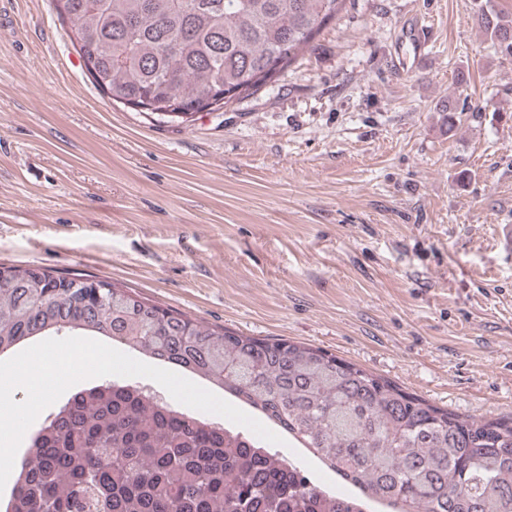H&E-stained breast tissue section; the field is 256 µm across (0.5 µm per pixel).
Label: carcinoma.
Returning a JSON list of instances; mask_svg holds the SVG:
<instances>
[{
  "label": "carcinoma",
  "instance_id": "1",
  "mask_svg": "<svg viewBox=\"0 0 512 512\" xmlns=\"http://www.w3.org/2000/svg\"><path fill=\"white\" fill-rule=\"evenodd\" d=\"M93 82L171 122L278 80L344 0H53ZM512 59V13L476 0ZM86 333L261 412L355 486L329 494L259 439L133 384L82 390L31 437L6 512H512V420L463 418L319 347L213 328L115 284L0 264V354Z\"/></svg>",
  "mask_w": 512,
  "mask_h": 512
}]
</instances>
